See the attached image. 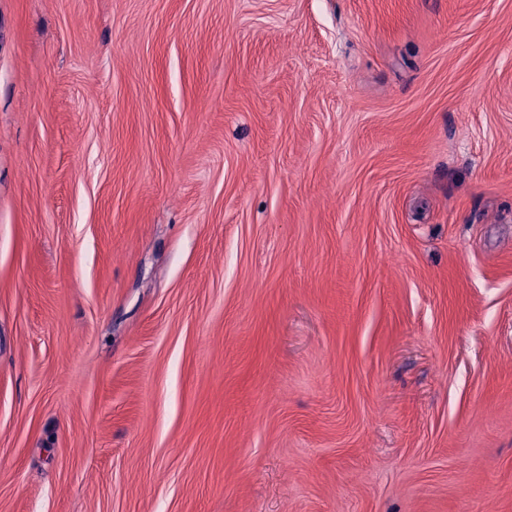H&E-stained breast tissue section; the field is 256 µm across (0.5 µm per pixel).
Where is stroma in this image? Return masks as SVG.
I'll use <instances>...</instances> for the list:
<instances>
[{
  "instance_id": "stroma-1",
  "label": "stroma",
  "mask_w": 512,
  "mask_h": 512,
  "mask_svg": "<svg viewBox=\"0 0 512 512\" xmlns=\"http://www.w3.org/2000/svg\"><path fill=\"white\" fill-rule=\"evenodd\" d=\"M0 512H512V0H0Z\"/></svg>"
}]
</instances>
